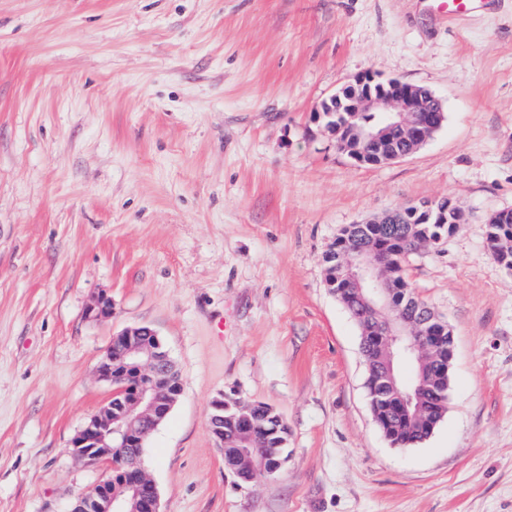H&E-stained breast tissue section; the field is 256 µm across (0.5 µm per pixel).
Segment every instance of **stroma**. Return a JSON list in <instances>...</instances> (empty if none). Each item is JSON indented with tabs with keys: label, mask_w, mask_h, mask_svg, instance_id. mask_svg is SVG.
I'll return each mask as SVG.
<instances>
[{
	"label": "stroma",
	"mask_w": 512,
	"mask_h": 512,
	"mask_svg": "<svg viewBox=\"0 0 512 512\" xmlns=\"http://www.w3.org/2000/svg\"><path fill=\"white\" fill-rule=\"evenodd\" d=\"M0 0V512H69L109 474L69 443L154 329L182 393L144 443L162 512H512V0ZM371 70L441 97L413 155L355 164L315 111ZM468 215L406 266L453 333L448 409L411 448L378 429L358 328L325 284L339 230L410 202ZM110 317L90 321L95 296ZM274 407L288 460L240 484L217 392ZM499 0H440L437 13L440 20L464 18L480 11L491 10ZM486 247L506 271H512V210H502L486 224ZM238 399L225 400L224 392H221L212 399L210 404V429L223 454L224 448H235L234 445L241 436L240 426L234 417L236 410L233 408L236 404L234 401Z\"/></svg>",
	"instance_id": "35a3bbf8"
}]
</instances>
